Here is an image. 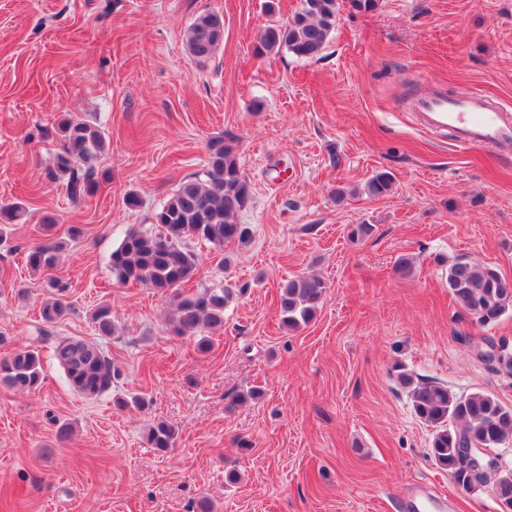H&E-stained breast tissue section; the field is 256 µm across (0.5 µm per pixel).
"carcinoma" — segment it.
<instances>
[{"mask_svg":"<svg viewBox=\"0 0 512 512\" xmlns=\"http://www.w3.org/2000/svg\"><path fill=\"white\" fill-rule=\"evenodd\" d=\"M338 0H301L300 9L285 24L272 23L262 30L259 52L284 48L299 58H314L323 50L337 21ZM224 41V19L217 13L199 15L187 30L189 53L199 62L214 55ZM62 147L56 154L52 177L66 179L68 198L79 202L96 194L108 172L99 170L108 149L105 132L78 119L59 123ZM392 185L387 173L376 174L367 184L373 196L386 194ZM249 185L240 170L237 154L230 144L217 139L209 145L205 178L189 177L154 212L158 230L130 228L112 251V274L121 283H138L157 292L175 293L176 307L170 324L178 336L191 337L196 349L208 353L214 347L213 334L224 329V307L231 289L204 288L194 294L179 292L198 269V257L189 246L201 241L216 248L228 243L246 244L251 231L237 222L246 207ZM26 213L12 204L0 208V244L7 241L8 229ZM57 240L33 247L26 256L33 270L52 267L65 249ZM444 284L454 301L482 325L496 322L512 308V287L491 265L458 259L448 265ZM48 297L41 309L46 325L62 319L70 310L69 284L58 279L47 282ZM325 282L315 274L284 281L279 291L282 325L295 330L312 321L325 294ZM96 335L109 337L114 330L111 308L105 304L92 313ZM31 343L0 358V382L19 392L38 389L43 381L42 345L51 343L52 357L62 368L72 388L87 398H96L112 389L120 370L94 340L62 338L51 341V333L40 327ZM409 389L417 417L433 428L430 458L448 471L454 483L466 490L478 485L491 487L495 500L512 503V467L491 474L477 470L468 449L499 448L512 443V406L476 391L458 396L448 387L432 381L416 382L400 373ZM178 432L160 420L149 429L148 443L160 452L173 447Z\"/></svg>","mask_w":512,"mask_h":512,"instance_id":"1","label":"carcinoma"}]
</instances>
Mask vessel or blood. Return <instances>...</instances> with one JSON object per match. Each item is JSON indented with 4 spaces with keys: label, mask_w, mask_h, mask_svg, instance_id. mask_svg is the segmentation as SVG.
Instances as JSON below:
<instances>
[{
    "label": "vessel or blood",
    "mask_w": 512,
    "mask_h": 512,
    "mask_svg": "<svg viewBox=\"0 0 512 512\" xmlns=\"http://www.w3.org/2000/svg\"><path fill=\"white\" fill-rule=\"evenodd\" d=\"M414 110L426 130L452 131L460 147L492 145L512 152V114L492 106L482 95L451 98L439 91L417 98Z\"/></svg>",
    "instance_id": "b4317fda"
}]
</instances>
